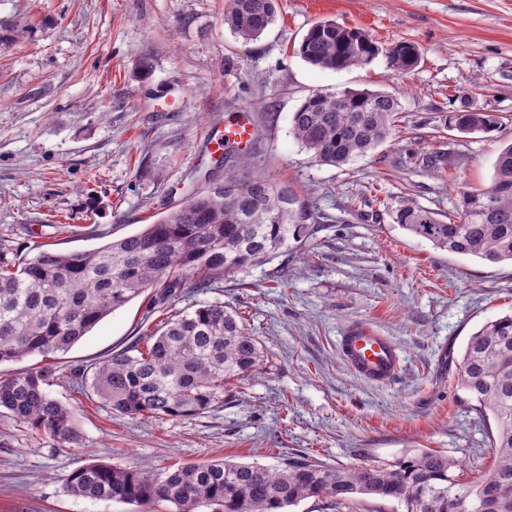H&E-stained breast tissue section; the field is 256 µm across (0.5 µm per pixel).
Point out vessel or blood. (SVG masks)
I'll list each match as a JSON object with an SVG mask.
<instances>
[{"instance_id": "1", "label": "vessel or blood", "mask_w": 512, "mask_h": 512, "mask_svg": "<svg viewBox=\"0 0 512 512\" xmlns=\"http://www.w3.org/2000/svg\"><path fill=\"white\" fill-rule=\"evenodd\" d=\"M340 348L356 373L377 383L389 380L399 364L397 346L369 326L348 331Z\"/></svg>"}]
</instances>
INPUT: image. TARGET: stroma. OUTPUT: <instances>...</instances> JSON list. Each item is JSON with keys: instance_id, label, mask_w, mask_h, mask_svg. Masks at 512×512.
<instances>
[{"instance_id": "35a3bbf8", "label": "stroma", "mask_w": 512, "mask_h": 512, "mask_svg": "<svg viewBox=\"0 0 512 512\" xmlns=\"http://www.w3.org/2000/svg\"><path fill=\"white\" fill-rule=\"evenodd\" d=\"M273 23L244 41L224 24V0H0V238L82 251L136 233L206 184L233 173L293 181L320 210L314 239L218 288H185L176 308L221 302L267 350L264 371L207 413L140 420L99 398L77 412L78 446L0 413V512H142L140 505L67 492L91 462L160 472L212 460L276 464L290 453L356 467L422 450L460 471L491 464L490 434L454 382L455 358L486 321L512 312V264L434 248L388 214L402 200L444 215L460 193L491 182L512 143V0H278ZM40 26L28 29L30 19ZM331 18L381 45L421 49L408 73L377 59L340 72L294 49ZM175 88L176 103L158 101ZM381 90L398 97L399 131L343 167L322 165L290 133L313 92ZM470 93L499 129L464 135L445 123ZM247 117L251 142L217 168L211 135ZM450 159L424 168V154ZM145 307L134 299L67 351L0 364V376L48 375L73 404L77 370L93 371L134 343ZM365 323L398 347L378 384L339 350Z\"/></svg>"}]
</instances>
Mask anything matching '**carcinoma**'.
I'll return each instance as SVG.
<instances>
[{
	"instance_id": "1",
	"label": "carcinoma",
	"mask_w": 512,
	"mask_h": 512,
	"mask_svg": "<svg viewBox=\"0 0 512 512\" xmlns=\"http://www.w3.org/2000/svg\"><path fill=\"white\" fill-rule=\"evenodd\" d=\"M276 16L277 0H225L224 25L246 41L258 39ZM294 53L329 71L364 67L381 55L388 68L405 73L420 57L414 44L383 48L368 32L333 19L313 24ZM458 99L461 108L449 113L448 126L465 134L498 128L501 116L494 109L470 107L465 93ZM398 112L399 99L388 92L318 91L293 113L290 133L316 162L341 167L390 138ZM391 216L437 249L512 262V144L499 152L486 189L460 193L457 216L445 220L413 201ZM320 219L288 181L227 173L154 223L95 249L56 252L40 245L28 258L0 239V363L65 351L135 298H143L149 318L189 281L216 288L288 251L291 240L307 243ZM149 339L146 349L127 348L92 374L74 375L73 392L86 397L91 391L132 418L195 416L224 402L234 383L258 373L265 361L260 341L222 302L174 312ZM45 385L33 375L0 378V410L62 446L78 443L73 408ZM456 387L496 427L494 467L473 482L454 474L448 456L425 450L354 468L302 454L274 467L212 461L163 473L90 463L71 472L65 487L91 500L137 503L146 512L161 503L175 512H285L310 498L339 512L362 496L396 501L403 512H512V314L487 321L470 336Z\"/></svg>"
}]
</instances>
